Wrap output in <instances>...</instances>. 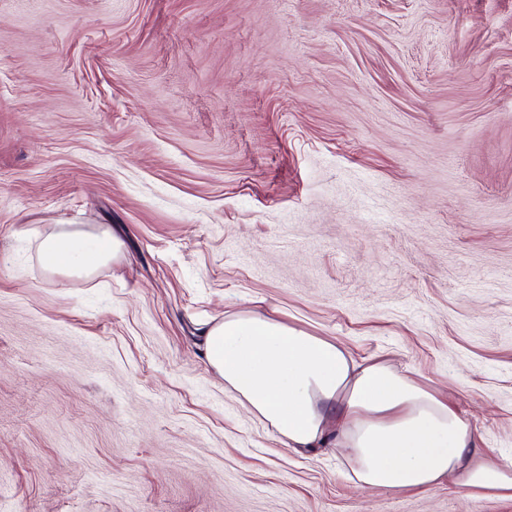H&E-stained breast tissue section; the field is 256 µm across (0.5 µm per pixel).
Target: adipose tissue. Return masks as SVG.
<instances>
[{
    "instance_id": "adipose-tissue-1",
    "label": "adipose tissue",
    "mask_w": 512,
    "mask_h": 512,
    "mask_svg": "<svg viewBox=\"0 0 512 512\" xmlns=\"http://www.w3.org/2000/svg\"><path fill=\"white\" fill-rule=\"evenodd\" d=\"M36 241L43 269L67 278H90L122 251L105 227L60 224ZM201 335L225 390L290 448L344 449L356 482L371 489L451 481L467 497L512 500V460L481 457L467 418L410 373L375 358L355 363L336 342L268 317H227Z\"/></svg>"
}]
</instances>
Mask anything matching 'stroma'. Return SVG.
I'll list each match as a JSON object with an SVG mask.
<instances>
[{
    "mask_svg": "<svg viewBox=\"0 0 512 512\" xmlns=\"http://www.w3.org/2000/svg\"><path fill=\"white\" fill-rule=\"evenodd\" d=\"M58 222L123 251L48 276ZM239 312L512 458V0H0V512H512L289 449L204 356Z\"/></svg>",
    "mask_w": 512,
    "mask_h": 512,
    "instance_id": "obj_1",
    "label": "stroma"
}]
</instances>
